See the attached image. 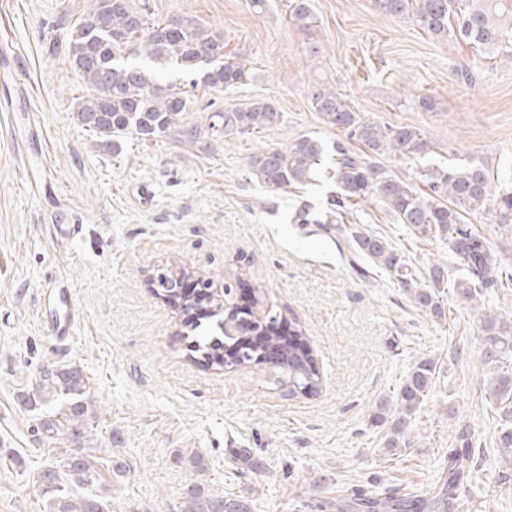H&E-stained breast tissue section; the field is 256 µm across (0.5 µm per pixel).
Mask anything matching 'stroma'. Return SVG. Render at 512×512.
<instances>
[{
	"mask_svg": "<svg viewBox=\"0 0 512 512\" xmlns=\"http://www.w3.org/2000/svg\"><path fill=\"white\" fill-rule=\"evenodd\" d=\"M309 3L316 26L308 34L292 25L290 0L260 9L250 0H129L150 21L223 33L228 51L249 64L247 84L191 92L185 121H198L210 102L267 99L282 113L278 126L217 136L213 152L198 155L168 138L128 137L115 151L76 124L85 89L69 40L87 0H0V42L18 52L0 62V512H43L35 475L49 458L37 413L19 398L59 365L88 379V439L103 460L94 487L111 495L112 512H180L188 476L173 456L185 448L205 457L213 493L246 496L252 512H319L354 484L425 491L442 482L462 425L482 464L459 488L454 512H512L471 304L446 298L445 319L430 320L382 270L358 274L335 236L292 222L305 204L321 213L335 183L320 175L273 192L246 167L257 148L304 136L325 145L322 164L332 165L344 135L309 101L311 87L324 85L365 118L425 132L420 158L381 156L399 177L470 162L496 173L512 161V57L435 38L411 16L382 15L375 0ZM59 221L81 225L79 237L51 233ZM356 221L388 237L418 272L453 261L447 242L410 238L374 202L362 203ZM178 267L211 290L230 288L229 304L300 324L322 373L319 393L289 394L265 364L203 366L189 326L156 293L157 275ZM52 285L78 317L63 342L55 317L41 313ZM461 346L469 356L451 360ZM422 358L443 371L413 444L392 456L369 417L391 404ZM113 448L125 463L119 478L105 463ZM235 448L250 449L263 472L233 464Z\"/></svg>",
	"mask_w": 512,
	"mask_h": 512,
	"instance_id": "1",
	"label": "stroma"
}]
</instances>
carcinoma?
Wrapping results in <instances>:
<instances>
[{"label":"carcinoma","instance_id":"cac0c4a2","mask_svg":"<svg viewBox=\"0 0 512 512\" xmlns=\"http://www.w3.org/2000/svg\"><path fill=\"white\" fill-rule=\"evenodd\" d=\"M382 13L397 16L409 13L430 34L442 38L459 36L481 48L504 47L507 30H512V14L500 11L499 0H375ZM292 23L304 32L313 31L314 17L308 0H292ZM69 54L85 85L86 95L77 103L76 123L84 130L120 146L131 136L139 141L170 137L183 146L203 152L210 148L205 130L211 133L245 136L260 127H272L282 113L268 101L252 100L231 109L215 111L193 125L178 122L189 107V91L166 80L171 67L191 77L189 86L218 89L244 84L252 78L246 61L225 53L224 36L190 21L150 23L133 11L127 0H88L86 14L73 28ZM311 106L327 126L344 132L362 150L353 151L336 143L332 178L338 191L322 216L312 215L304 205L293 215L297 224H318L326 232H336L356 257L383 269L396 279L418 311L435 320L445 318L443 297L451 294L478 300L490 288L512 284V267L495 257L485 239L473 231L463 215L488 219L501 233L512 235V165L493 182L484 165L431 166L420 171L421 191L376 162L390 155L413 160L428 142L414 127H391L362 118L347 102L327 86H315ZM325 146L313 137H303L279 148L261 147L246 162L251 176L272 190L304 186L318 175ZM374 201L394 221L418 239L448 241L455 264L463 275L448 278V269L434 267L419 276L394 250L390 240L365 228L347 223L351 207ZM184 316L212 307L210 296L195 300L178 293L170 300ZM478 324L482 349L490 366L487 394L512 418V318L494 311H482ZM223 338L197 337L196 351L206 366L222 368L265 362L268 351L277 357L274 371L278 383L297 394L319 390L322 376L307 346L306 334L296 323L282 324V318L268 311L256 323L240 324L224 331ZM439 370L429 358L419 360L395 391L396 414L387 417V408L370 416L376 426L387 427L384 447L393 454L410 446L411 423L421 404L428 399ZM37 398L23 396L28 410H43L39 430L48 440L63 432L75 437L83 432L92 416V402L82 370L75 366L53 368L40 373ZM462 448L448 452V480L429 497L413 494L384 497L362 488L337 505L339 512H449L457 481L478 466L472 453L470 432H457ZM502 467L512 471V421L501 425L494 448ZM51 465L37 473V482L46 496L45 512H112L111 501L91 489L97 478L87 448H72L54 455ZM241 466L260 471L264 464L246 448L232 450ZM187 471L203 476L207 463L197 451L178 454ZM180 512H251L247 497L215 495L205 485L191 480Z\"/></svg>","mask_w":512,"mask_h":512}]
</instances>
